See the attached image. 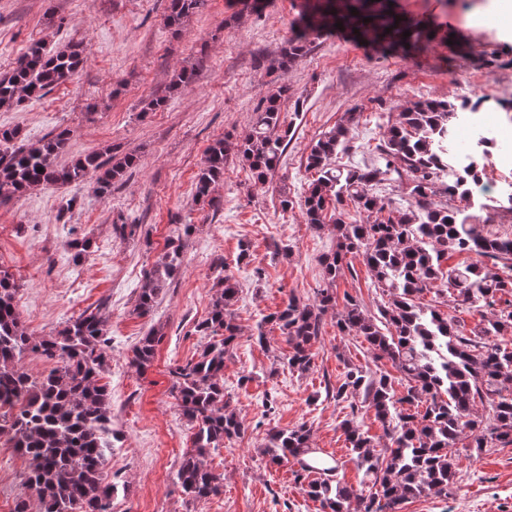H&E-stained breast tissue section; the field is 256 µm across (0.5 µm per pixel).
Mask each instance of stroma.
Listing matches in <instances>:
<instances>
[{
	"label": "stroma",
	"mask_w": 512,
	"mask_h": 512,
	"mask_svg": "<svg viewBox=\"0 0 512 512\" xmlns=\"http://www.w3.org/2000/svg\"><path fill=\"white\" fill-rule=\"evenodd\" d=\"M495 4L395 0L398 13L453 34V41L433 42L421 53L383 52L365 37L324 34L311 38L284 74L255 60L278 57L304 0H267L259 11L236 0H209L178 35L164 25L166 0H0V74L37 40L51 49L82 43L86 57L45 97L0 106V128H20L32 143L69 129L64 164L107 148L141 159L106 196L89 180L40 187L0 204V269L21 286L20 317L32 336L55 335L85 309L106 307L111 343L104 377L118 439L105 471L123 486L112 497V512H320L295 481V464L271 466L261 453L271 429L300 424L310 428L314 447L339 460V479L360 484L341 427L350 409L328 398L325 388L342 378L346 365L376 372L389 370V363L376 360L363 339L340 335L332 311L312 349L313 366L303 374L280 362L288 346L279 331L267 329L260 344L256 327L289 296L311 299L325 285L319 258L336 240L305 223L300 203L314 177L306 168L311 146L346 113L357 115L352 148L337 164L363 168L373 163L387 126L419 98L460 100L470 86L492 98L512 95V21ZM183 68L193 71L192 83L169 93L174 72ZM282 85L290 136L273 178L254 183L232 158L215 203L196 200L195 176L208 145L248 133L258 102ZM158 95L167 96L166 106L145 111ZM284 194L293 208L281 209ZM133 222L135 236L115 233V225ZM187 224L193 227L188 235ZM178 235L185 238L183 272L149 315H139L143 274ZM82 238L92 247L77 264L67 244ZM219 256L238 284L233 315L240 328L224 363V393L246 431L205 459L223 477V493L191 501L176 472L193 430L172 396L170 371L197 357L206 342L195 327L210 310L212 263ZM347 261L334 287L337 298L356 297L376 312L383 296L361 256ZM154 326L164 337L152 366L137 371L133 348ZM456 453L447 497L417 498L402 512H512V446ZM28 469L26 458L0 445V512L30 497Z\"/></svg>",
	"instance_id": "1"
}]
</instances>
